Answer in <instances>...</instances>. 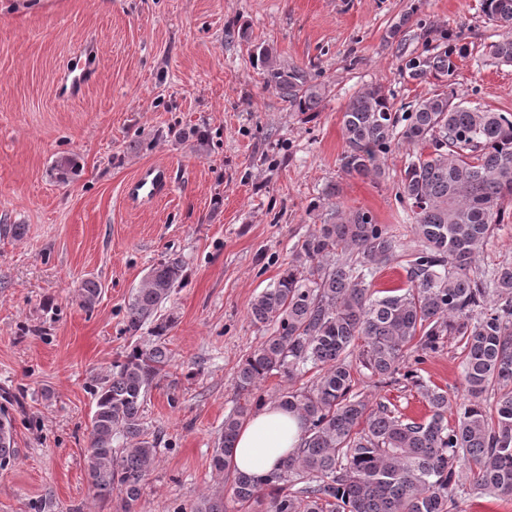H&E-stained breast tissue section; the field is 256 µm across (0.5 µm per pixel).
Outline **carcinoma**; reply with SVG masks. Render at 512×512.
<instances>
[{"label":"carcinoma","mask_w":512,"mask_h":512,"mask_svg":"<svg viewBox=\"0 0 512 512\" xmlns=\"http://www.w3.org/2000/svg\"><path fill=\"white\" fill-rule=\"evenodd\" d=\"M481 11L503 29L485 55L512 64V0H481ZM465 51L452 42L406 67L414 78L446 83L454 57ZM255 56L291 109L318 110L324 87L315 77L274 67L263 45ZM342 132L341 167L349 175L379 177L395 140L413 147L399 195L417 240L405 267L408 287L374 289L402 243L368 210L333 209L252 301L251 322L270 334L236 376L238 393L251 396L273 373L292 379L309 366L319 369L310 389L278 401L303 421L301 444L263 478L235 471L231 451L250 414L240 406L224 416L212 468L241 505L270 490L267 512H453L467 482L476 493L512 497V264L489 275L477 264L512 201V114L441 92L403 119L370 87L347 104ZM184 280L177 257L151 266L124 315L127 333L147 328L151 339L114 362L93 388L85 468L97 498L118 491L124 512H134L156 463L160 438L145 426L143 404L170 360L167 336L177 318L162 308ZM101 293L99 281L83 280L81 307L93 308ZM448 336L461 348L466 396L452 424L448 391L425 382L418 368ZM410 352L414 364L404 368ZM353 355L380 383L416 388L430 415L409 418L356 389ZM14 445L12 419L0 408V468L14 462ZM192 512H227L224 496H204Z\"/></svg>","instance_id":"carcinoma-1"}]
</instances>
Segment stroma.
Returning a JSON list of instances; mask_svg holds the SVG:
<instances>
[{
    "mask_svg": "<svg viewBox=\"0 0 512 512\" xmlns=\"http://www.w3.org/2000/svg\"><path fill=\"white\" fill-rule=\"evenodd\" d=\"M480 3L0 0V225L25 228L18 240L0 235V393L18 397L8 407L18 455L0 468V512H31L45 498L50 512H123L121 495L96 500L84 468L91 389L140 343L125 331V305L173 255L186 279L164 306L177 318L171 361L143 411L161 443L136 510H188L220 493L227 512H266L264 499L240 507L211 467L225 415L245 401L238 367L265 335L251 303L336 207L370 211L400 239L375 284L404 285L415 237L398 192L410 149L394 144L381 177L346 174L342 114L374 85L399 113L441 91L405 63L451 36L467 47L451 78L459 97L512 113V64L484 55L502 30ZM258 45L324 84L317 112L288 107L253 57ZM79 61L94 78L61 97ZM67 157L78 171L65 176ZM152 163L171 169L170 192L130 204L127 183ZM92 277L102 294L86 310L78 289ZM420 369L462 402L454 339ZM356 383L408 416L429 413L414 390L363 373Z\"/></svg>",
    "mask_w": 512,
    "mask_h": 512,
    "instance_id": "35a3bbf8",
    "label": "stroma"
}]
</instances>
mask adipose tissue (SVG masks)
<instances>
[{"label":"adipose tissue","mask_w":512,"mask_h":512,"mask_svg":"<svg viewBox=\"0 0 512 512\" xmlns=\"http://www.w3.org/2000/svg\"><path fill=\"white\" fill-rule=\"evenodd\" d=\"M301 434L296 414L275 404L266 405L242 424L232 450L233 462L239 471L266 476L298 448Z\"/></svg>","instance_id":"obj_1"}]
</instances>
